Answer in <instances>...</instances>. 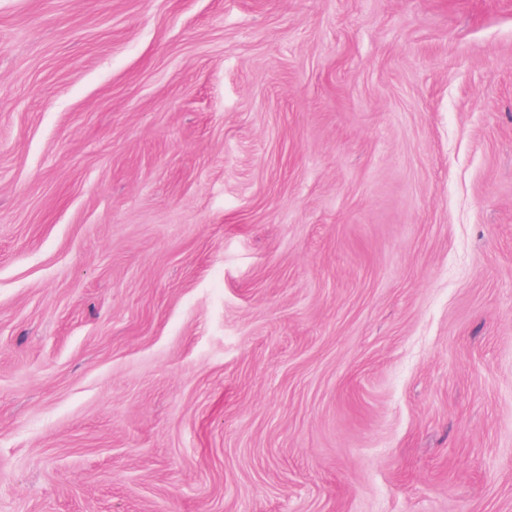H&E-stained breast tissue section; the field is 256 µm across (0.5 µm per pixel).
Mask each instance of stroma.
I'll return each instance as SVG.
<instances>
[{
    "label": "stroma",
    "mask_w": 512,
    "mask_h": 512,
    "mask_svg": "<svg viewBox=\"0 0 512 512\" xmlns=\"http://www.w3.org/2000/svg\"><path fill=\"white\" fill-rule=\"evenodd\" d=\"M0 512H512V0H0Z\"/></svg>",
    "instance_id": "1"
}]
</instances>
